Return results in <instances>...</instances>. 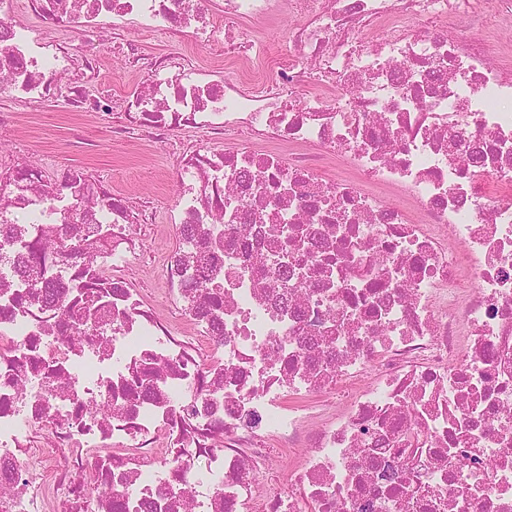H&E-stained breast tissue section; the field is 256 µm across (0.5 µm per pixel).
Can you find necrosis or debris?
<instances>
[{
    "mask_svg": "<svg viewBox=\"0 0 512 512\" xmlns=\"http://www.w3.org/2000/svg\"><path fill=\"white\" fill-rule=\"evenodd\" d=\"M489 5L27 0L68 23L52 45L0 0V100L29 104L82 84L74 54L104 22L190 34L246 70L262 62L251 21L307 10L267 81L175 54L112 104L129 134L244 130L264 143L182 160L180 223L224 228L221 305L191 287L183 250L165 291L204 326L209 356L127 286L103 302L111 339L73 338L14 273L33 229L75 209L85 238L111 225L102 262L129 263L147 208L78 169L67 188L46 185L34 162L0 194V489L26 484L12 512L58 509L53 473L31 478L16 453L36 424L93 475L69 482V498L93 489L131 512H368L384 497L395 512H512V67L470 33L511 20L512 0ZM323 156L342 164L336 178ZM272 443L290 458L279 489L258 481Z\"/></svg>",
    "mask_w": 512,
    "mask_h": 512,
    "instance_id": "necrosis-or-debris-1",
    "label": "necrosis or debris"
}]
</instances>
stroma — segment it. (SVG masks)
Masks as SVG:
<instances>
[{"mask_svg": "<svg viewBox=\"0 0 512 512\" xmlns=\"http://www.w3.org/2000/svg\"><path fill=\"white\" fill-rule=\"evenodd\" d=\"M301 22L300 16L287 15L274 23H255L264 57L271 61L288 59L294 51L290 32ZM116 31L130 36L142 58L154 60L179 52L201 67L212 61L210 52L198 48L184 33L136 32L126 24L117 25ZM84 53L96 63L95 71L85 79L87 92L112 100L126 96L136 87L135 74L126 72L124 62L113 58L110 40L90 39ZM71 96L64 86L47 103L9 105L8 111L16 120L10 125L0 124V167L34 161L50 177L78 168L90 180L111 185L113 194L130 205L150 203L154 231L144 241L139 259L125 268L122 276L143 288L160 318L173 319V302L165 298L162 288L165 262L182 247L174 210L181 152L183 145L204 141L205 136L189 128L160 141L140 135L124 136L117 113L74 111Z\"/></svg>", "mask_w": 512, "mask_h": 512, "instance_id": "stroma-1", "label": "stroma"}]
</instances>
